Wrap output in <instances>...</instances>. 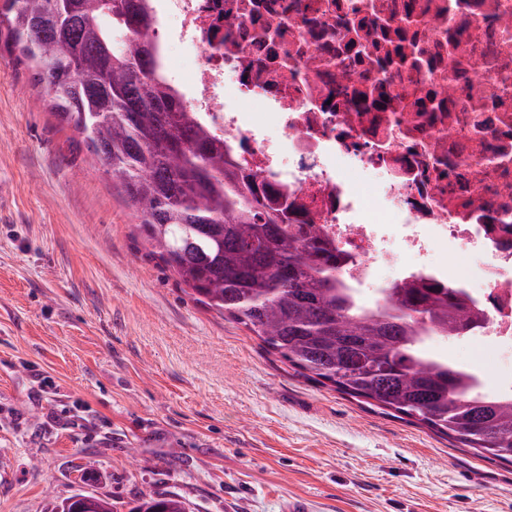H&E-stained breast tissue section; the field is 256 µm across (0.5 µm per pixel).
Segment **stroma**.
<instances>
[{"label":"stroma","instance_id":"obj_1","mask_svg":"<svg viewBox=\"0 0 512 512\" xmlns=\"http://www.w3.org/2000/svg\"><path fill=\"white\" fill-rule=\"evenodd\" d=\"M0 34V512H512V464L307 378L197 303ZM450 365L512 380L484 346ZM51 512H112V503L95 493L79 491L59 502ZM190 505L176 495H145L129 509L130 512H190Z\"/></svg>","mask_w":512,"mask_h":512}]
</instances>
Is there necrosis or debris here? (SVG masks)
<instances>
[{"mask_svg":"<svg viewBox=\"0 0 512 512\" xmlns=\"http://www.w3.org/2000/svg\"><path fill=\"white\" fill-rule=\"evenodd\" d=\"M162 70L349 282L461 289L512 359V0H147ZM255 102L257 112L240 103ZM445 249L459 267L435 261Z\"/></svg>","mask_w":512,"mask_h":512,"instance_id":"1","label":"necrosis or debris"}]
</instances>
